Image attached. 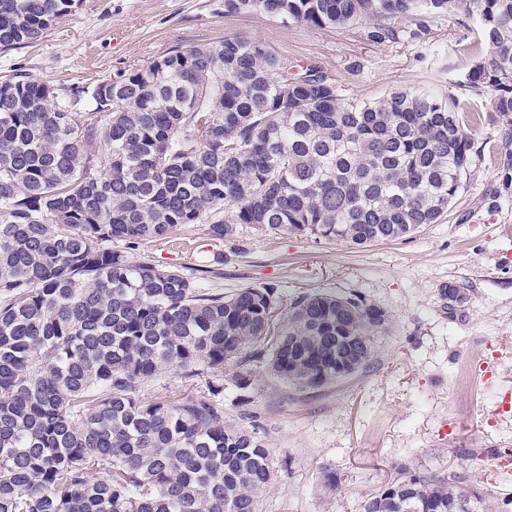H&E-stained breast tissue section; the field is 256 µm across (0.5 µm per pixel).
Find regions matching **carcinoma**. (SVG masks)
Returning <instances> with one entry per match:
<instances>
[{
    "mask_svg": "<svg viewBox=\"0 0 512 512\" xmlns=\"http://www.w3.org/2000/svg\"><path fill=\"white\" fill-rule=\"evenodd\" d=\"M79 0H0V53L30 46ZM287 24L418 41L475 23L458 94L341 95L317 63L245 37L176 47L104 79L0 76V512H260L271 449L248 406L254 362L299 391L367 366L387 315L331 292L203 285L136 259L179 226L235 245L240 230L364 247L447 216L485 152L512 191V0H224ZM497 127L484 149L466 130ZM232 371L229 378L224 370ZM173 394H148L167 375ZM235 391L237 418L224 416ZM462 466L404 470L363 512H508Z\"/></svg>",
    "mask_w": 512,
    "mask_h": 512,
    "instance_id": "1",
    "label": "carcinoma"
}]
</instances>
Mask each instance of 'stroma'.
<instances>
[{"mask_svg":"<svg viewBox=\"0 0 512 512\" xmlns=\"http://www.w3.org/2000/svg\"><path fill=\"white\" fill-rule=\"evenodd\" d=\"M242 36L300 63H320L344 95L374 99L394 87L436 85L455 92L472 60L471 21L442 16L417 42L379 44L353 26L288 25L260 12L228 14L224 0H80L33 46L0 54V74L21 69L56 83L104 78L146 65L174 46ZM500 160L484 159L465 180L451 213L409 240L355 247L295 235L245 232L241 254L210 287L273 284L284 297L323 290L357 293L385 310L378 350L359 373L301 392L251 368V406L273 448L276 478L261 512H362L365 497L399 470L444 473L453 454L472 486L512 498L494 455L512 449V195L499 194ZM465 293L449 305L447 288ZM496 375L479 384L481 366ZM471 411H456L461 372ZM339 489L324 494V472Z\"/></svg>","mask_w":512,"mask_h":512,"instance_id":"1","label":"stroma"}]
</instances>
